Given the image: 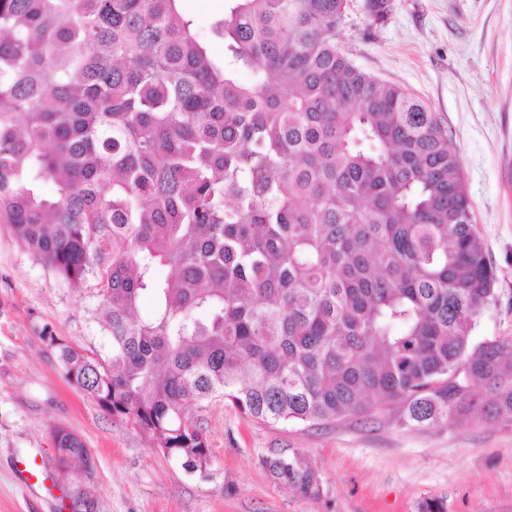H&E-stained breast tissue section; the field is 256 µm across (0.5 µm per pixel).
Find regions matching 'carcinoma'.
<instances>
[{
	"label": "carcinoma",
	"mask_w": 512,
	"mask_h": 512,
	"mask_svg": "<svg viewBox=\"0 0 512 512\" xmlns=\"http://www.w3.org/2000/svg\"><path fill=\"white\" fill-rule=\"evenodd\" d=\"M177 2L0 0V224L95 281L111 343L42 326L67 378L194 471L185 412L219 396L272 425L512 423V338L472 339L495 273L438 114L340 50L345 0H227L221 61ZM263 464L321 493L297 457Z\"/></svg>",
	"instance_id": "1"
}]
</instances>
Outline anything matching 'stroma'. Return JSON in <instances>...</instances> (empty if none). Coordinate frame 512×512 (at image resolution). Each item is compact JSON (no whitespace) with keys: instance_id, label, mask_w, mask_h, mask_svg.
Listing matches in <instances>:
<instances>
[{"instance_id":"stroma-1","label":"stroma","mask_w":512,"mask_h":512,"mask_svg":"<svg viewBox=\"0 0 512 512\" xmlns=\"http://www.w3.org/2000/svg\"><path fill=\"white\" fill-rule=\"evenodd\" d=\"M364 0H347L338 45L371 76L409 89L438 112L459 153L475 228L496 273V303L475 340L512 336V0H390L370 23ZM214 58L211 32L225 0H181ZM94 287L74 289L48 272L0 224V512H512V425L465 421L402 426L387 415L329 425H268L223 398L190 409L209 448L189 471L152 448L130 421L106 412L70 382L39 339L49 325L88 356L110 340L93 321ZM84 442L90 465L61 468L52 430ZM299 456L322 491L278 483L263 461ZM50 475L28 485L24 463Z\"/></svg>"}]
</instances>
